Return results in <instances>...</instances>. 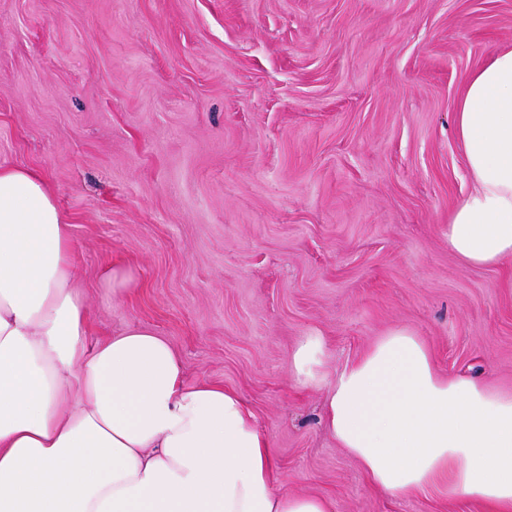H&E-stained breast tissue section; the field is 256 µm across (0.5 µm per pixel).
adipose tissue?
I'll list each match as a JSON object with an SVG mask.
<instances>
[{
    "label": "adipose tissue",
    "instance_id": "ef3b65f1",
    "mask_svg": "<svg viewBox=\"0 0 512 512\" xmlns=\"http://www.w3.org/2000/svg\"><path fill=\"white\" fill-rule=\"evenodd\" d=\"M455 134L472 190L448 218L469 266L512 256V48L466 79ZM74 244L55 195L29 169L0 166V512H329L276 487L271 444L245 401L188 383L171 345L135 328L90 346L72 284ZM318 337L295 378L328 388L323 422L382 490L433 485L512 512V393L439 376L397 329L335 377Z\"/></svg>",
    "mask_w": 512,
    "mask_h": 512
}]
</instances>
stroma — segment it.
<instances>
[{
    "mask_svg": "<svg viewBox=\"0 0 512 512\" xmlns=\"http://www.w3.org/2000/svg\"><path fill=\"white\" fill-rule=\"evenodd\" d=\"M507 46L512 0H0V164L56 196L87 344L146 328L238 393L280 491L484 512L375 488L291 357L320 337L333 375L402 328L441 375L512 392V257L448 249L471 188L455 103Z\"/></svg>",
    "mask_w": 512,
    "mask_h": 512,
    "instance_id": "1",
    "label": "stroma"
}]
</instances>
